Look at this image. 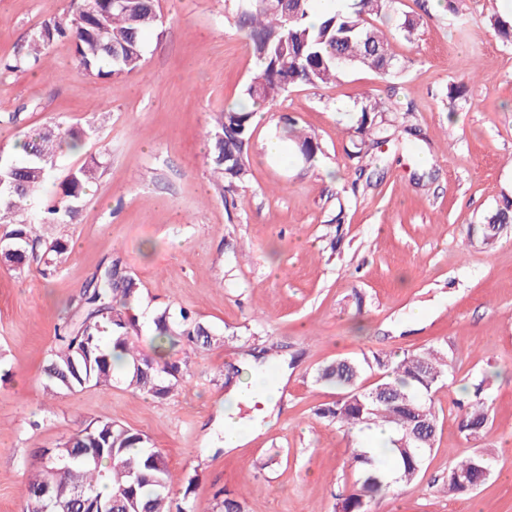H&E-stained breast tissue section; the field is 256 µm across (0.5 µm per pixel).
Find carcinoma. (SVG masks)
Masks as SVG:
<instances>
[{
	"instance_id": "cac0c4a2",
	"label": "carcinoma",
	"mask_w": 512,
	"mask_h": 512,
	"mask_svg": "<svg viewBox=\"0 0 512 512\" xmlns=\"http://www.w3.org/2000/svg\"><path fill=\"white\" fill-rule=\"evenodd\" d=\"M233 22L259 63L243 90L244 99L266 105L288 88L327 84L353 68H367L381 77L394 76L400 65L372 17L392 7L394 0H353L350 10H330L313 25L307 18L314 0H233ZM155 0H69L60 15L41 23L27 52L0 59V71L31 69L40 54L58 41L69 42L81 72L91 79H110L139 71L145 62V37L158 30ZM493 33L512 42V18H490ZM387 109L376 98L360 102L353 150L362 162L387 133ZM253 111L245 104L217 113L207 163L230 193L249 176ZM86 131L74 126H48L21 143L25 160L0 154V262L22 272L34 260L44 276L51 275L68 250L67 241L42 242L37 227L73 223L78 204L96 180L100 162L71 170L61 193L46 206L33 200L50 179L57 154L80 147ZM294 142L302 158L315 160L321 151L315 135L300 132ZM512 223V206L489 213L481 228L482 243L494 241ZM140 281L120 260L98 269L80 292L85 317L55 329L57 349L43 366L47 386L76 393L89 387L112 386L114 368L123 369L127 387L154 400L170 397L188 368L179 362L142 354L133 346L138 318L132 305L140 297ZM154 348L165 341L169 350L181 343L210 348L225 342L186 308H169L152 316ZM453 372L448 351L424 347L401 356L340 358L319 365L314 380L336 387V399L315 415L349 433L372 426L393 432L391 448L373 455L354 443L348 451L355 480L341 499L339 512H371L374 500L393 483L417 480L433 449L439 417L432 394ZM490 398L484 381L473 384V395L460 404L462 428L473 450L453 460L441 492L461 495L483 485L491 473L482 445L490 419ZM172 475L164 456L145 434L112 420H97L59 444L51 460L27 481L23 512H194L173 506ZM107 492H102V489Z\"/></svg>"
}]
</instances>
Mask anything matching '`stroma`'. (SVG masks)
<instances>
[{
  "mask_svg": "<svg viewBox=\"0 0 512 512\" xmlns=\"http://www.w3.org/2000/svg\"><path fill=\"white\" fill-rule=\"evenodd\" d=\"M68 0H0V58L24 53L34 29ZM397 0L377 18L402 71L384 81L355 70L335 82L289 88L253 125L250 178L234 205L212 180L205 132L241 102L255 60L234 28L230 0H158L161 33L134 74L92 81L60 42L34 69L0 73V151L19 156L25 134L55 123L89 129L58 157L42 198L91 158L101 167L74 224L46 226L68 251L53 277L37 264L0 266V512H21L28 475L44 450L93 420L147 435L173 478L172 498L216 512L229 490L245 512H336L354 476L353 437L315 417L335 391L315 368L364 352L440 345L455 367L432 395L440 426L420 479L377 500L376 512H512V225L480 242L490 211L512 202V44L488 25L501 0ZM418 17L411 35L399 25ZM384 101L388 141L363 166L347 152L363 96ZM316 134L302 159L289 122ZM281 151L266 152L269 140ZM120 259L141 283L137 346L152 354L155 309L184 306L226 338L176 348L189 371L174 396L154 401L114 380L74 394L47 388L54 330L83 317L80 291ZM423 305L422 320L409 311ZM276 347L275 406L237 417L246 443L224 448V374L250 349ZM484 381L486 444L496 463L479 489L444 496L449 452L469 453L456 400Z\"/></svg>",
  "mask_w": 512,
  "mask_h": 512,
  "instance_id": "35a3bbf8",
  "label": "stroma"
}]
</instances>
